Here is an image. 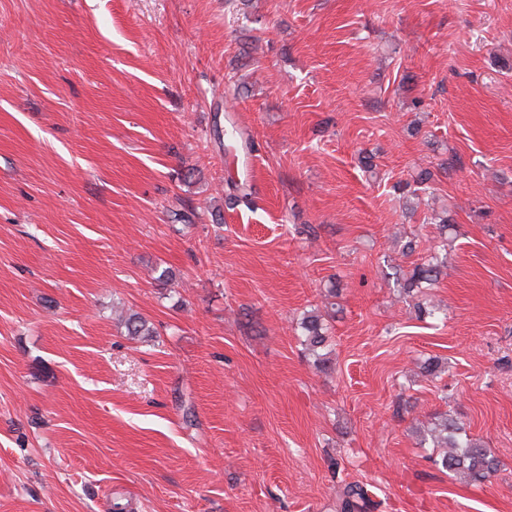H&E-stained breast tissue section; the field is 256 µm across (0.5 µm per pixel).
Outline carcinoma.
I'll use <instances>...</instances> for the list:
<instances>
[{
    "instance_id": "1",
    "label": "carcinoma",
    "mask_w": 512,
    "mask_h": 512,
    "mask_svg": "<svg viewBox=\"0 0 512 512\" xmlns=\"http://www.w3.org/2000/svg\"><path fill=\"white\" fill-rule=\"evenodd\" d=\"M443 264V259L436 252L421 259L406 278L404 289L419 292L434 287L441 276ZM122 322L127 335L132 338L154 334L151 323L138 313L126 315ZM299 328L304 344L312 353H317L326 344L328 326L319 313L311 311L305 314ZM430 438L433 447L449 449L442 455L440 463L450 473L481 483L499 468V460L481 442L466 433L465 424L458 417L450 414L437 416L430 429ZM368 506L369 498L364 486L349 483L336 502V512H367Z\"/></svg>"
}]
</instances>
